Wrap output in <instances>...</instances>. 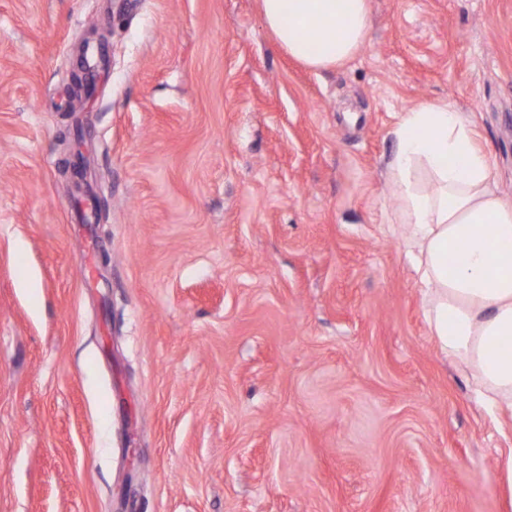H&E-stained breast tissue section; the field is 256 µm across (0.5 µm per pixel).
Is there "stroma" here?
Returning <instances> with one entry per match:
<instances>
[{
    "label": "stroma",
    "instance_id": "35a3bbf8",
    "mask_svg": "<svg viewBox=\"0 0 512 512\" xmlns=\"http://www.w3.org/2000/svg\"><path fill=\"white\" fill-rule=\"evenodd\" d=\"M370 6L312 70L260 0H0V512H512L385 175L450 101L512 196V0ZM94 69V65L91 66L88 62L83 61V64L78 67L77 70L72 72L71 85L75 96L80 98L84 97L85 99L93 97L96 86V82L93 78ZM92 87L93 91L89 93L88 89H91Z\"/></svg>",
    "mask_w": 512,
    "mask_h": 512
}]
</instances>
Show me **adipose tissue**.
Segmentation results:
<instances>
[{"instance_id": "1", "label": "adipose tissue", "mask_w": 512, "mask_h": 512, "mask_svg": "<svg viewBox=\"0 0 512 512\" xmlns=\"http://www.w3.org/2000/svg\"><path fill=\"white\" fill-rule=\"evenodd\" d=\"M277 47L312 69L354 57L369 31V0H260ZM387 164L395 219L425 285L424 313L441 350L481 398L512 414V197L493 181L471 119L450 103L402 112Z\"/></svg>"}]
</instances>
